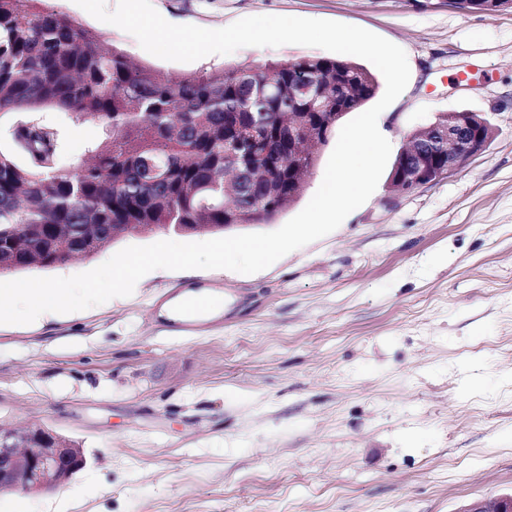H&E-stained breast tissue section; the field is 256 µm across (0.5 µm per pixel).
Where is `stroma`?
Wrapping results in <instances>:
<instances>
[{
	"mask_svg": "<svg viewBox=\"0 0 512 512\" xmlns=\"http://www.w3.org/2000/svg\"><path fill=\"white\" fill-rule=\"evenodd\" d=\"M50 8L135 62L181 77L323 56L243 47L193 62L158 58L74 0ZM208 29L249 16L365 28L407 54L410 79L384 111L392 153L448 112L491 124L487 147L409 192L381 176L332 233L251 275L157 270L132 295L39 323L0 326V424L48 425L86 466L48 494L0 492V512H456L512 492V11L448 0H152ZM63 163L102 135L48 108ZM315 150L300 198L334 149ZM127 233L111 248L22 277L89 271L128 246L212 240ZM223 295L191 334L163 307L190 286Z\"/></svg>",
	"mask_w": 512,
	"mask_h": 512,
	"instance_id": "obj_1",
	"label": "stroma"
}]
</instances>
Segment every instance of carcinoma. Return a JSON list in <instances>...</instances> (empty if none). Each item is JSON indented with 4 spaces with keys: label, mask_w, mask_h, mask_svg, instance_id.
<instances>
[{
    "label": "carcinoma",
    "mask_w": 512,
    "mask_h": 512,
    "mask_svg": "<svg viewBox=\"0 0 512 512\" xmlns=\"http://www.w3.org/2000/svg\"><path fill=\"white\" fill-rule=\"evenodd\" d=\"M457 4L512 8L508 0ZM297 74L319 79L318 105L288 89ZM377 89L362 65L317 56L172 78L129 61L45 0H0V112L52 107L103 130L90 158L71 167L55 129L34 120L12 127L26 162L0 152V275L93 256L130 225L222 233L226 224H269L309 176L307 147L288 162L277 126L304 112L320 138L326 113L355 112ZM252 124L257 135L225 154L224 129Z\"/></svg>",
    "instance_id": "1"
}]
</instances>
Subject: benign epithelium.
Returning <instances> with one entry per match:
<instances>
[{
    "label": "benign epithelium",
    "instance_id": "7a95c632",
    "mask_svg": "<svg viewBox=\"0 0 512 512\" xmlns=\"http://www.w3.org/2000/svg\"><path fill=\"white\" fill-rule=\"evenodd\" d=\"M488 143L465 122H451L419 143L413 162L391 181L410 191L461 166ZM87 464L80 443L41 423L21 428L0 425V491L41 494L57 489ZM456 512H512V494L471 502Z\"/></svg>",
    "mask_w": 512,
    "mask_h": 512
}]
</instances>
